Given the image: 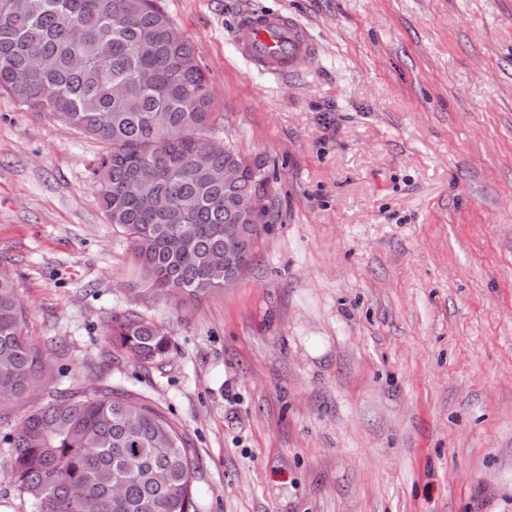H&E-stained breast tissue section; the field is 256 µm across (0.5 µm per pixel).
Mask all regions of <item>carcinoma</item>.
<instances>
[{
	"mask_svg": "<svg viewBox=\"0 0 512 512\" xmlns=\"http://www.w3.org/2000/svg\"><path fill=\"white\" fill-rule=\"evenodd\" d=\"M0 92L105 147L93 175L109 223L132 245L148 291L178 303L224 289V226L264 196L265 162L208 139L214 94L192 43L154 0H0ZM208 153L203 166L193 156ZM236 170L224 182V168ZM159 202L126 193L133 175ZM257 234L239 247L255 258ZM111 357L143 366L166 358L169 332L130 312L106 319ZM48 357L26 336L15 273L0 261V409L44 379ZM0 446L36 512H195L196 469L182 433L161 412L103 384L48 387Z\"/></svg>",
	"mask_w": 512,
	"mask_h": 512,
	"instance_id": "carcinoma-1",
	"label": "carcinoma"
}]
</instances>
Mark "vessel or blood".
I'll list each match as a JSON object with an SVG mask.
<instances>
[{"label": "vessel or blood", "instance_id": "1", "mask_svg": "<svg viewBox=\"0 0 512 512\" xmlns=\"http://www.w3.org/2000/svg\"><path fill=\"white\" fill-rule=\"evenodd\" d=\"M232 40L243 59L258 71L273 76L294 73L298 61L315 51L306 28L281 13L243 15Z\"/></svg>", "mask_w": 512, "mask_h": 512}]
</instances>
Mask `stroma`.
<instances>
[{
  "label": "stroma",
  "mask_w": 512,
  "mask_h": 512,
  "mask_svg": "<svg viewBox=\"0 0 512 512\" xmlns=\"http://www.w3.org/2000/svg\"><path fill=\"white\" fill-rule=\"evenodd\" d=\"M215 92L212 136L263 158L268 214L234 284L139 283L92 175L98 141L0 94V260L61 388L163 412L196 512H512V0H157ZM297 18L284 79L232 33ZM130 310L173 350L109 363Z\"/></svg>",
  "instance_id": "1"
}]
</instances>
